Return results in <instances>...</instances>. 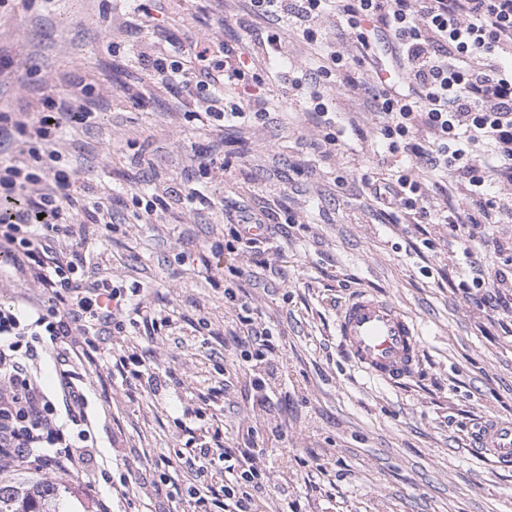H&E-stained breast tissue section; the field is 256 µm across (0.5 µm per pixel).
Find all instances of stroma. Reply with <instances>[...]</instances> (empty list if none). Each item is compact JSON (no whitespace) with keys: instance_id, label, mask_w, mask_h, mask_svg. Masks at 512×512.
<instances>
[{"instance_id":"stroma-1","label":"stroma","mask_w":512,"mask_h":512,"mask_svg":"<svg viewBox=\"0 0 512 512\" xmlns=\"http://www.w3.org/2000/svg\"><path fill=\"white\" fill-rule=\"evenodd\" d=\"M243 19L240 0H0V113L46 110L81 82L96 114L92 126L65 125L57 166L77 170L79 194L111 208L115 224L78 215L77 235L61 249L80 243L87 282L168 320L98 336L96 362L85 368L97 444L91 462L63 478L66 512H96L100 499L112 512H193L203 483L172 461L187 439L202 448L216 435L249 449L271 491L266 512H512V471L472 450L482 419L512 417V323L475 305L482 289L458 288L471 278L470 260L495 271L499 259L465 258L468 239L447 225L393 224L381 214L361 177L404 159L379 160L371 128L335 79L319 86L337 113L336 154L326 158L311 143L329 130L307 120L281 76L261 91L283 112L222 127L206 119L198 88L154 72V60H181L195 40L274 34L283 55L301 50L292 29L251 33ZM172 187L206 200L169 199L155 216L135 202ZM240 207L272 220L256 247L228 254V218ZM257 254L266 267L254 266ZM229 286L272 333L270 390L232 340ZM362 287L392 298L421 328L423 352L404 384L366 378L342 352L336 310ZM48 298L0 267V307ZM119 361L142 369L140 382L114 375ZM131 468L142 478L127 486Z\"/></svg>"}]
</instances>
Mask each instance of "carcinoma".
Instances as JSON below:
<instances>
[{"label": "carcinoma", "mask_w": 512, "mask_h": 512, "mask_svg": "<svg viewBox=\"0 0 512 512\" xmlns=\"http://www.w3.org/2000/svg\"><path fill=\"white\" fill-rule=\"evenodd\" d=\"M67 493V485L27 469L16 481L0 477V512H62L60 505Z\"/></svg>", "instance_id": "cac0c4a2"}]
</instances>
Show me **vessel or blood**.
Masks as SVG:
<instances>
[{
    "label": "vessel or blood",
    "instance_id": "vessel-or-blood-1",
    "mask_svg": "<svg viewBox=\"0 0 512 512\" xmlns=\"http://www.w3.org/2000/svg\"><path fill=\"white\" fill-rule=\"evenodd\" d=\"M336 335L349 361L370 378L397 384L410 378L422 343L417 323L391 298L366 290L340 306ZM474 451L512 467V420L490 419L477 431Z\"/></svg>",
    "mask_w": 512,
    "mask_h": 512
}]
</instances>
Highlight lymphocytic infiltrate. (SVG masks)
Returning a JSON list of instances; mask_svg holds the SVG:
<instances>
[{
    "mask_svg": "<svg viewBox=\"0 0 512 512\" xmlns=\"http://www.w3.org/2000/svg\"><path fill=\"white\" fill-rule=\"evenodd\" d=\"M248 15L271 25L293 24L302 43L309 45V64L289 69V90L310 88L306 113L325 118L328 104L315 87L332 77L342 94L363 91V110L372 130L389 154L402 155L406 166L383 178H365L371 196L392 223L427 224L431 219L449 227L487 223L491 210L512 220V206L498 204L487 188L512 196V0H247ZM343 32L322 40L318 29L326 16ZM276 38L260 48H230L223 41L198 42L186 57L188 67L153 64L156 73L176 81L213 87L212 68H220L228 109L215 113L218 121L245 124L281 110L280 102L256 92L261 82L262 55L278 53ZM223 63H216V55ZM333 78V77H332ZM86 89L74 85L56 103L51 116L25 120L0 114V150L17 138L47 147L53 145L64 122L90 125L93 113L81 106ZM42 156L13 157L0 162V256L17 264L50 295L47 308L28 312L0 307V458L16 460L40 471L70 474L93 447L88 397L74 361L89 360L94 347L92 330L101 319H114L123 301L110 292L113 311H90L81 316L63 310L70 293L82 286V259L77 251L60 255L55 243L69 236L79 213L98 219L100 202L82 203L69 174L32 170ZM442 195L438 213L425 206L424 183ZM483 251L502 259L504 268L487 278L475 267L472 284L480 288V302L493 315L512 320V302L501 292L512 288V240L487 235ZM224 296L237 306V345L254 350L263 363L275 360L269 330L258 323L250 302L234 288ZM82 337L84 350L57 356L59 392L64 403L56 408L44 392L33 364L41 355ZM231 453L222 444L211 448H182L177 457L196 477L207 475L215 459H223L222 485L207 486L197 495V512H259L268 497L255 470L230 465Z\"/></svg>",
    "mask_w": 512,
    "mask_h": 512,
    "instance_id": "obj_1",
    "label": "lymphocytic infiltrate"
}]
</instances>
